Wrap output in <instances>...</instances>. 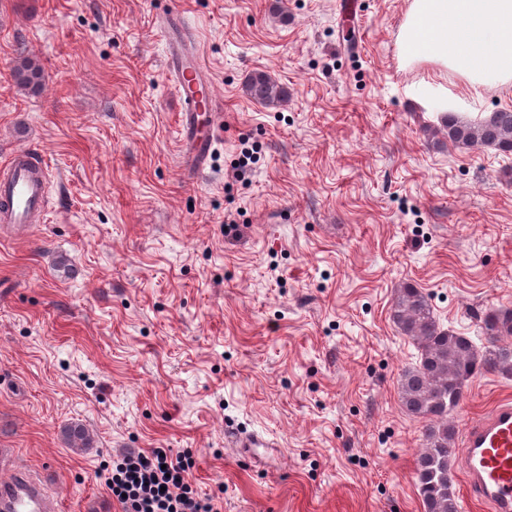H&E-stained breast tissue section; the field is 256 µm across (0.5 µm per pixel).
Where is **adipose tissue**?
Returning a JSON list of instances; mask_svg holds the SVG:
<instances>
[{
    "mask_svg": "<svg viewBox=\"0 0 512 512\" xmlns=\"http://www.w3.org/2000/svg\"><path fill=\"white\" fill-rule=\"evenodd\" d=\"M397 40L404 64L453 73L475 92L512 86V0H410Z\"/></svg>",
    "mask_w": 512,
    "mask_h": 512,
    "instance_id": "1",
    "label": "adipose tissue"
}]
</instances>
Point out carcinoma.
I'll list each match as a JSON object with an SVG mask.
<instances>
[{
  "mask_svg": "<svg viewBox=\"0 0 512 512\" xmlns=\"http://www.w3.org/2000/svg\"><path fill=\"white\" fill-rule=\"evenodd\" d=\"M24 86L36 87L39 67L26 59L17 69ZM246 94L266 105L276 106L288 97V90L266 72L255 71L245 84ZM448 141L456 146H484L505 155L512 154V110H499L478 122L464 121L455 114L444 115ZM390 319L400 333L421 349L418 362L403 370L400 401L405 412L423 423L425 448L417 459L415 482L425 512H459L449 476V463L455 453V429L448 415L459 405L463 389L480 369L512 375V309L486 313L483 323L488 345L480 347L465 336L443 329L427 296L406 283L391 306ZM67 447L82 452L94 445L89 430L79 422L63 426Z\"/></svg>",
  "mask_w": 512,
  "mask_h": 512,
  "instance_id": "obj_1",
  "label": "carcinoma"
}]
</instances>
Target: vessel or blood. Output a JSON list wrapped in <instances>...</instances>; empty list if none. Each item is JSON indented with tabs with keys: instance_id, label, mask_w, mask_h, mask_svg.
I'll return each instance as SVG.
<instances>
[{
	"instance_id": "vessel-or-blood-1",
	"label": "vessel or blood",
	"mask_w": 512,
	"mask_h": 512,
	"mask_svg": "<svg viewBox=\"0 0 512 512\" xmlns=\"http://www.w3.org/2000/svg\"><path fill=\"white\" fill-rule=\"evenodd\" d=\"M167 66L180 102L179 127L189 146L188 161L203 176L221 131V107L209 70L192 35L179 26L178 13L161 22ZM51 171L34 151L18 149L0 163V222L39 223L46 206ZM9 479L0 481V512H51L54 492L43 480L23 474L16 460H6ZM463 466L470 498L492 512H512V401L497 404L463 435Z\"/></svg>"
}]
</instances>
